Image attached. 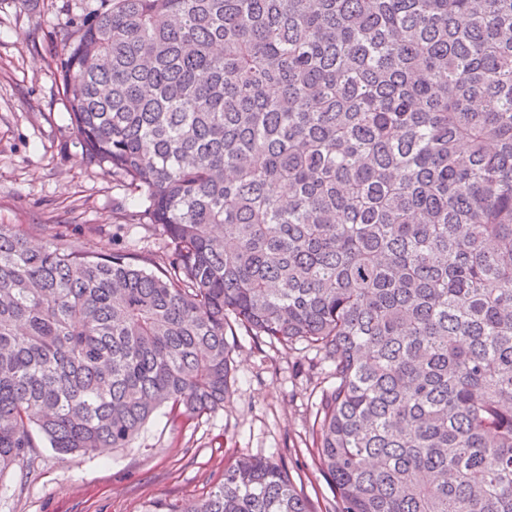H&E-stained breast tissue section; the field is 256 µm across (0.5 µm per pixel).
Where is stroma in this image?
<instances>
[{"mask_svg":"<svg viewBox=\"0 0 512 512\" xmlns=\"http://www.w3.org/2000/svg\"><path fill=\"white\" fill-rule=\"evenodd\" d=\"M99 5L0 0V224L45 242L58 224L76 249L155 252L161 229L125 223L123 211L139 201L83 157L56 79L63 38ZM227 340L232 379L222 409L198 419L162 409L131 447L102 456L38 449L0 479V512H152L205 495L239 455L285 467L310 512H331L335 487L312 448L328 363L238 326Z\"/></svg>","mask_w":512,"mask_h":512,"instance_id":"stroma-1","label":"stroma"}]
</instances>
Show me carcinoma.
I'll return each instance as SVG.
<instances>
[{"mask_svg":"<svg viewBox=\"0 0 512 512\" xmlns=\"http://www.w3.org/2000/svg\"><path fill=\"white\" fill-rule=\"evenodd\" d=\"M57 77L165 251L0 224V480L224 407L235 324L331 362L336 512H512V0H102ZM152 512L310 510L242 455Z\"/></svg>","mask_w":512,"mask_h":512,"instance_id":"carcinoma-1","label":"carcinoma"}]
</instances>
